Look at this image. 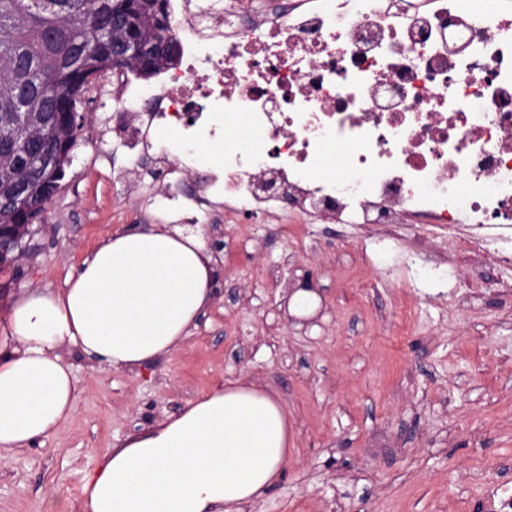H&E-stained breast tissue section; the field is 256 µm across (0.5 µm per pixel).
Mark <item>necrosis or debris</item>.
Masks as SVG:
<instances>
[{"label": "necrosis or debris", "instance_id": "1", "mask_svg": "<svg viewBox=\"0 0 512 512\" xmlns=\"http://www.w3.org/2000/svg\"><path fill=\"white\" fill-rule=\"evenodd\" d=\"M184 61L141 90L112 72L95 93L147 112L131 149L158 142L179 221L300 212L354 234L414 218L455 230L472 268L512 263V9L487 0H181ZM246 118L249 142L227 120ZM223 144L215 161L208 147ZM346 178L313 177L330 149Z\"/></svg>", "mask_w": 512, "mask_h": 512}]
</instances>
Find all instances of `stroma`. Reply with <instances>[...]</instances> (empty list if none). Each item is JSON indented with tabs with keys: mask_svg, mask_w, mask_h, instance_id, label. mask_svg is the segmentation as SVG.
Returning <instances> with one entry per match:
<instances>
[{
	"mask_svg": "<svg viewBox=\"0 0 512 512\" xmlns=\"http://www.w3.org/2000/svg\"><path fill=\"white\" fill-rule=\"evenodd\" d=\"M127 134L103 100L84 104L62 187L25 240L19 267H0V311L30 292L63 288L108 234L154 224ZM291 212L265 221L204 224L224 242L214 301L185 342L135 372L67 353L76 409L59 431L0 465V512H82L100 457L129 434L228 382L273 389L288 407L282 477L252 512H491L512 483V268L472 273L447 232L407 230L397 241L353 238ZM448 259L462 289L425 271ZM308 318L286 307L302 281Z\"/></svg>",
	"mask_w": 512,
	"mask_h": 512,
	"instance_id": "stroma-1",
	"label": "stroma"
}]
</instances>
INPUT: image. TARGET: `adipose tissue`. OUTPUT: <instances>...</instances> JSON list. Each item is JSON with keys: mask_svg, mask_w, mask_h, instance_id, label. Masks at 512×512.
Wrapping results in <instances>:
<instances>
[{"mask_svg": "<svg viewBox=\"0 0 512 512\" xmlns=\"http://www.w3.org/2000/svg\"><path fill=\"white\" fill-rule=\"evenodd\" d=\"M217 257L167 224L104 239L60 290L0 316V458L57 433L79 388L63 350L135 370L176 350L214 299ZM288 411L256 384L229 383L108 450L82 512H245L282 475Z\"/></svg>", "mask_w": 512, "mask_h": 512, "instance_id": "1", "label": "adipose tissue"}]
</instances>
